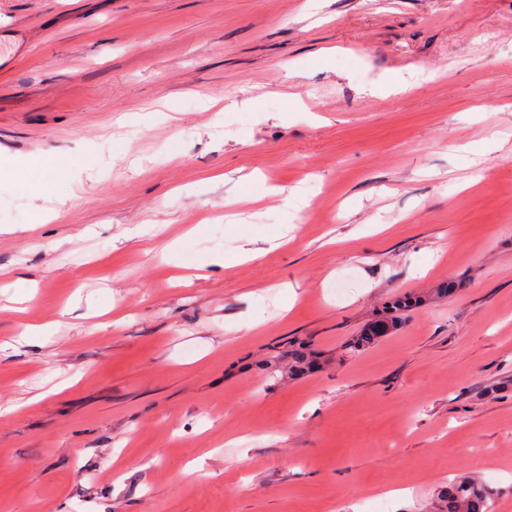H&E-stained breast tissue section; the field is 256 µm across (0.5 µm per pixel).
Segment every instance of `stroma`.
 Here are the masks:
<instances>
[{
	"instance_id": "1",
	"label": "stroma",
	"mask_w": 512,
	"mask_h": 512,
	"mask_svg": "<svg viewBox=\"0 0 512 512\" xmlns=\"http://www.w3.org/2000/svg\"><path fill=\"white\" fill-rule=\"evenodd\" d=\"M17 404L0 512H512V0H0ZM493 490L486 485H478L469 478L450 484L445 497L446 512H490Z\"/></svg>"
}]
</instances>
